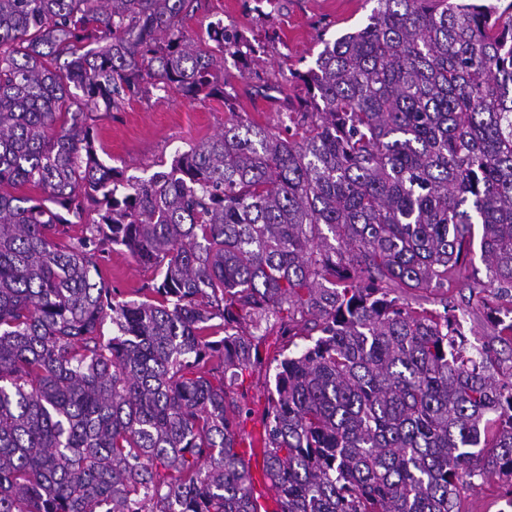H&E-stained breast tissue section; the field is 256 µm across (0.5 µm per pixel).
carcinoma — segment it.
<instances>
[{
  "instance_id": "1",
  "label": "carcinoma",
  "mask_w": 512,
  "mask_h": 512,
  "mask_svg": "<svg viewBox=\"0 0 512 512\" xmlns=\"http://www.w3.org/2000/svg\"><path fill=\"white\" fill-rule=\"evenodd\" d=\"M376 2L298 75L302 119L232 111L133 182L95 122L146 76L226 98L211 69L248 68L237 36L195 45L193 0H0V512H252L227 383L258 352L240 322L281 314L318 337L268 399L280 512H461L512 479V380L448 306L391 296L448 290L479 224L512 299V2ZM113 246L159 277L143 299L99 279ZM464 487L460 496L462 512H503L506 507V493L511 489L510 483L497 476L490 477L484 483Z\"/></svg>"
}]
</instances>
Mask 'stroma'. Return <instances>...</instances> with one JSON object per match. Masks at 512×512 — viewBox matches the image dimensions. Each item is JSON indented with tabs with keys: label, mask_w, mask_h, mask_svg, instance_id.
I'll return each mask as SVG.
<instances>
[{
	"label": "stroma",
	"mask_w": 512,
	"mask_h": 512,
	"mask_svg": "<svg viewBox=\"0 0 512 512\" xmlns=\"http://www.w3.org/2000/svg\"><path fill=\"white\" fill-rule=\"evenodd\" d=\"M374 6L375 0H196L193 15L184 23L190 39L204 42L208 23L220 19L255 49L249 72H242L230 58L217 60L212 69L215 84L231 95V104L218 97L191 102L150 90L146 97L98 121L100 158L123 169L126 176L146 179L169 167L177 154L221 133L231 112L279 128L282 115L301 111L305 100L295 72L313 66L324 42L365 26ZM100 272L106 284L129 299L155 281L153 269L139 265L118 246L107 248ZM485 280V271H461L448 290V303L455 306L470 341L491 350L495 378L505 380L512 378V340L498 335L482 303ZM286 343L279 322L270 321L261 331L258 362L228 388L230 400L250 410L242 424L243 435L265 430L269 390ZM510 490L511 482L490 477L462 489L460 508L504 512Z\"/></svg>",
	"instance_id": "stroma-1"
}]
</instances>
